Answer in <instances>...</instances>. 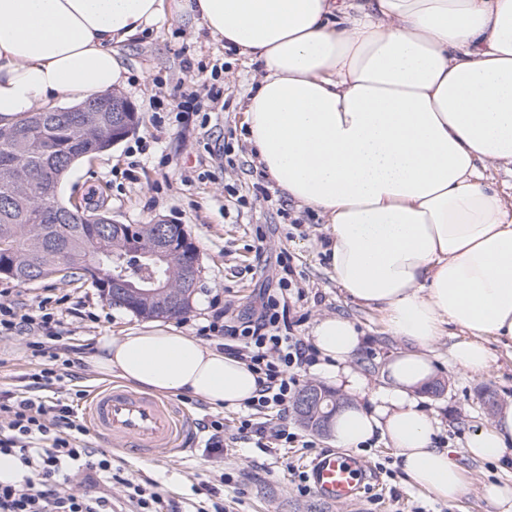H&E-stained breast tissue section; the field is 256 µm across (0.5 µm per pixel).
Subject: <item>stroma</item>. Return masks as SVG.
I'll return each instance as SVG.
<instances>
[{"instance_id":"35a3bbf8","label":"stroma","mask_w":512,"mask_h":512,"mask_svg":"<svg viewBox=\"0 0 512 512\" xmlns=\"http://www.w3.org/2000/svg\"><path fill=\"white\" fill-rule=\"evenodd\" d=\"M165 4L162 20L117 47L127 78L115 92L136 112L135 130L110 151L77 162L61 184V201L87 200L120 224L165 218L184 226L197 248L201 273L189 312L173 326L189 336L205 324L212 303L233 313L258 305L274 270L259 258L257 246L272 256L286 253L303 289L288 314L296 334L310 337L326 316L350 319L366 338L352 365L370 385H379L384 363L409 345L384 333L379 312L353 302L337 287L321 252L327 239L323 218L288 201L259 169L242 123L243 105L261 75L259 68L225 48L192 18L177 14L174 0ZM187 58L193 69L184 68ZM213 73L224 86V107L202 106L189 123H182L176 108L178 86H200ZM1 290L18 303L56 300L61 308L75 305L83 313L63 337L76 379L49 385L46 394L52 398L65 397L73 384L85 390L101 384L91 361L98 338L122 335L144 322L110 304L100 288L80 276L25 285L2 277ZM456 332L448 327L432 346L441 388L423 392L422 404L439 419L437 439L463 467L467 493L448 503L410 487L393 449L379 439L357 454L368 465L361 512H499L483 487L512 481V469L470 459L463 445L471 433L491 424L489 401L512 402V354L490 343L496 364L483 376L466 375L448 366V347ZM34 368L23 340L0 339V388H17ZM223 416V455L204 453L197 439L190 452L162 460L116 450L112 467L133 480L145 476L155 481L184 512H210L219 501L224 512H354L351 505H329L297 490L300 475L308 472L318 453L333 449L329 434L304 427L289 411L284 421L307 440V447L259 448L237 438V411H224Z\"/></svg>"}]
</instances>
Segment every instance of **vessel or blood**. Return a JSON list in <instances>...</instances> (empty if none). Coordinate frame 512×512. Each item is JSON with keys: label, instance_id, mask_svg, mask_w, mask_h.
I'll return each instance as SVG.
<instances>
[{"label": "vessel or blood", "instance_id": "vessel-or-blood-1", "mask_svg": "<svg viewBox=\"0 0 512 512\" xmlns=\"http://www.w3.org/2000/svg\"><path fill=\"white\" fill-rule=\"evenodd\" d=\"M84 417L98 448L139 449L143 458L156 460L186 451L194 433L186 408L171 401L116 387H98L89 393ZM364 465L332 451L311 463L309 480L325 503L356 504L362 497Z\"/></svg>", "mask_w": 512, "mask_h": 512}]
</instances>
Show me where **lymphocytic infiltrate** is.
Returning a JSON list of instances; mask_svg holds the SVG:
<instances>
[{"label": "lymphocytic infiltrate", "instance_id": "f902f5d3", "mask_svg": "<svg viewBox=\"0 0 512 512\" xmlns=\"http://www.w3.org/2000/svg\"><path fill=\"white\" fill-rule=\"evenodd\" d=\"M277 286L263 291L257 309L224 323L215 311L207 330L222 335V350L239 358L258 376L259 390L238 418L240 438L260 448H284L298 440L287 425L262 421L265 411L285 413L295 397L301 368L316 364L317 353L293 331L288 320L294 271L286 257L276 259ZM61 311L44 303L0 302V338L22 337L36 368L22 389L0 390V454L15 457L22 473L0 483V512H112V457L95 451L73 405L47 399L44 390L71 376L57 343L64 334ZM133 512H182L178 502L152 482L125 480Z\"/></svg>", "mask_w": 512, "mask_h": 512}]
</instances>
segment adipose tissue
I'll use <instances>...</instances> for the list:
<instances>
[{
    "instance_id": "adipose-tissue-1",
    "label": "adipose tissue",
    "mask_w": 512,
    "mask_h": 512,
    "mask_svg": "<svg viewBox=\"0 0 512 512\" xmlns=\"http://www.w3.org/2000/svg\"><path fill=\"white\" fill-rule=\"evenodd\" d=\"M164 0H0V127L61 99L126 80L116 45L153 25ZM180 10L262 74L243 122L258 163L297 206L329 225L339 288L410 343L370 387L350 359L354 323L312 330L318 373L355 399L330 424L335 444L386 439L413 487L453 502L462 468L433 437L416 393L430 348L460 335L450 368L482 375L488 339L512 341V205L494 173L512 168V0H181ZM104 377L236 409L257 376L218 346L145 324L97 341ZM466 454L512 460V404L470 435Z\"/></svg>"
}]
</instances>
